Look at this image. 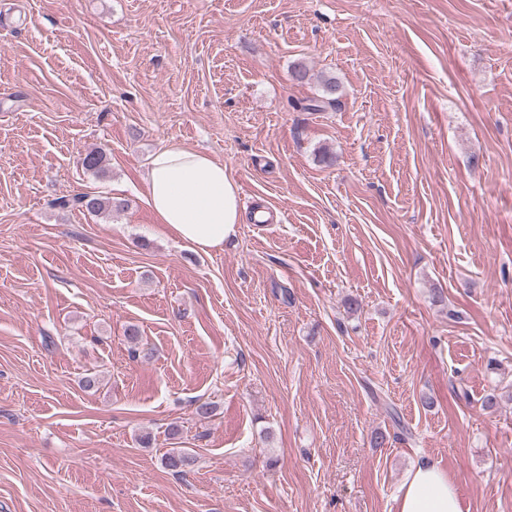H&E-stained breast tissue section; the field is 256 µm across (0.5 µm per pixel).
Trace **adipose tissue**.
<instances>
[{
  "mask_svg": "<svg viewBox=\"0 0 512 512\" xmlns=\"http://www.w3.org/2000/svg\"><path fill=\"white\" fill-rule=\"evenodd\" d=\"M155 221L191 249H223L242 222L238 187L223 163L170 144L152 157L144 182ZM397 512H465L461 493L437 461L419 458L395 496Z\"/></svg>",
  "mask_w": 512,
  "mask_h": 512,
  "instance_id": "adipose-tissue-1",
  "label": "adipose tissue"
}]
</instances>
